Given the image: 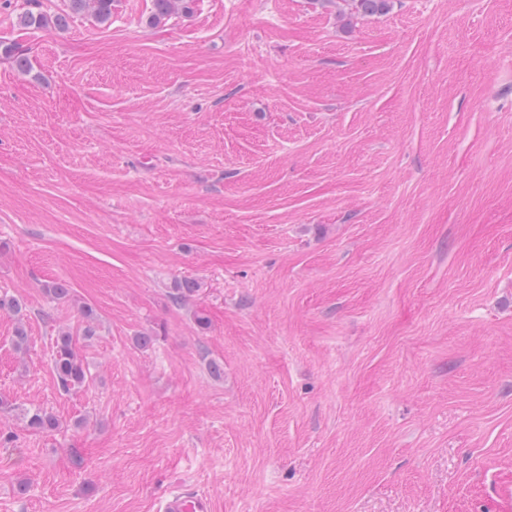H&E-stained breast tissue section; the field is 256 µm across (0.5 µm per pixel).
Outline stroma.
Here are the masks:
<instances>
[{"instance_id": "obj_1", "label": "stroma", "mask_w": 512, "mask_h": 512, "mask_svg": "<svg viewBox=\"0 0 512 512\" xmlns=\"http://www.w3.org/2000/svg\"><path fill=\"white\" fill-rule=\"evenodd\" d=\"M23 6L0 0L30 63L0 52V296L29 347L0 311V396L60 426L0 413V512L177 487L213 512H512V0H192L156 27L113 0L63 30ZM52 369L59 389L65 394L85 387L87 370L73 336L67 331L56 336ZM17 419L20 421L22 430L27 432L49 433L59 426L57 417L51 411L41 407L21 409L17 413Z\"/></svg>"}]
</instances>
